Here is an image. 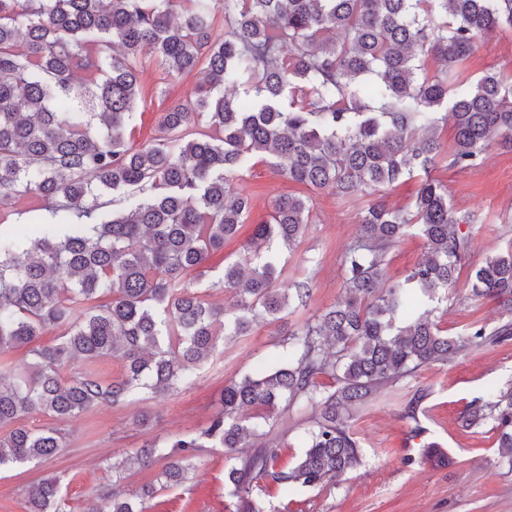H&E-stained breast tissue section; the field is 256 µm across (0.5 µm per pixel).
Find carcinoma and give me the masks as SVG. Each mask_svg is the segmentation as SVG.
Returning a JSON list of instances; mask_svg holds the SVG:
<instances>
[{"label":"carcinoma","instance_id":"cac0c4a2","mask_svg":"<svg viewBox=\"0 0 512 512\" xmlns=\"http://www.w3.org/2000/svg\"><path fill=\"white\" fill-rule=\"evenodd\" d=\"M504 28L512 0H0V201L34 200L28 211L48 212L25 228L0 217V471L67 447L58 424L121 406L135 390L175 392L219 340L306 306V281L280 284L283 251L312 223L308 195L277 198L255 225L249 265H224L218 284L235 291L232 308L186 281L204 276L246 223L252 196L234 181L258 154L310 190L375 197L342 259L344 299L286 333L282 354L224 385L205 430L156 440L129 465L149 468L166 448L161 476L176 486L197 452L222 448L240 512H264L255 484L313 487L359 464L350 421L380 388L511 340L512 322L491 331L474 322L457 336L440 329L433 303L456 283L470 246L460 224L471 218L456 216L447 187L429 176L442 121L453 122L450 158L462 171L493 138L512 146V78L491 71L468 84L455 73L477 38ZM149 61L172 77L202 61L204 77L164 112L161 135L134 149L126 131ZM421 174L409 205L383 202L386 188ZM122 190L126 206L104 211L101 199ZM411 228L424 259L388 281L387 254ZM470 282L471 296L512 304V249ZM48 330L58 343L30 349L31 362L11 360ZM112 359L123 377L105 381L94 366ZM293 411L306 416L304 452L279 468L281 445L267 436ZM32 412L57 425L26 426ZM489 421L512 455V386L490 389L461 426ZM152 493L114 490L110 512H147ZM27 501L29 512H63L59 480L32 484Z\"/></svg>","mask_w":512,"mask_h":512}]
</instances>
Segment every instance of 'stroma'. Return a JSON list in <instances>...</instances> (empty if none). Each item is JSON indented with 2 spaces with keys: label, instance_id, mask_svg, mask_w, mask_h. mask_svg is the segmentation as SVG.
Returning <instances> with one entry per match:
<instances>
[{
  "label": "stroma",
  "instance_id": "1",
  "mask_svg": "<svg viewBox=\"0 0 512 512\" xmlns=\"http://www.w3.org/2000/svg\"><path fill=\"white\" fill-rule=\"evenodd\" d=\"M490 70L512 76L511 30L479 42L458 67L468 82ZM198 80L195 72L174 79L157 64L146 65L141 78L145 102L133 115L131 145L150 140L169 104L189 98ZM432 175L447 186L457 215L476 217L464 227L471 246L440 327L451 336L465 332L474 320L494 329L507 317L495 301L471 299L469 277L488 257L512 247V149L492 145L479 166L465 171L452 167L444 154ZM236 186L253 197L248 222L235 241L212 255L209 273L195 284L209 300L227 307L234 302L233 293L216 285L225 263L241 258L253 225L269 220L275 198L303 190L278 175L263 156L254 158ZM312 197L313 222L302 243L288 254L289 267L298 268L309 282L306 306L225 341L178 392H141L124 405L99 407L67 424V446L56 456L0 472V512H27L26 487L47 477L61 480L64 512H90L105 505L116 483L126 489L154 484L148 512H232L235 499L224 481L223 449L200 450L195 478L176 487L159 483L164 460L143 471L122 468L121 463L154 440L207 428L221 409L225 384L277 352L286 330L342 300L343 254L359 237V217L368 200L342 198L329 190ZM424 248L416 230H409L388 253L386 279L410 272ZM509 385L512 340L468 350L445 364L426 365L411 378L380 389L370 404L355 410L351 424L361 461L342 480L286 491L267 486L255 495L265 512H512V459L502 455L490 426L467 430L460 425L462 413L489 388ZM419 389L425 397L416 415L408 416L407 403ZM431 444L447 455V463L425 456Z\"/></svg>",
  "mask_w": 512,
  "mask_h": 512
}]
</instances>
